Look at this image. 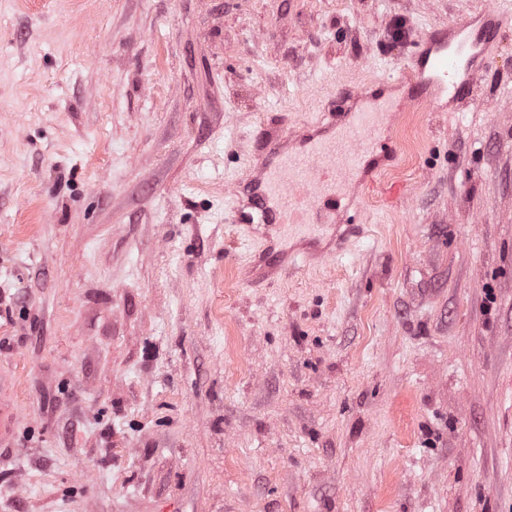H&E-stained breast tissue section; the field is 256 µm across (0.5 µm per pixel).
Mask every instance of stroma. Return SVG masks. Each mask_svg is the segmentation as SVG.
Returning a JSON list of instances; mask_svg holds the SVG:
<instances>
[{
    "label": "stroma",
    "instance_id": "35a3bbf8",
    "mask_svg": "<svg viewBox=\"0 0 512 512\" xmlns=\"http://www.w3.org/2000/svg\"><path fill=\"white\" fill-rule=\"evenodd\" d=\"M488 6L0 0V512H512V26L359 236L231 193Z\"/></svg>",
    "mask_w": 512,
    "mask_h": 512
}]
</instances>
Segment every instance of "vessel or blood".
Segmentation results:
<instances>
[{"mask_svg":"<svg viewBox=\"0 0 512 512\" xmlns=\"http://www.w3.org/2000/svg\"><path fill=\"white\" fill-rule=\"evenodd\" d=\"M504 23L501 13L486 8L475 19L449 25L444 36L431 33L418 40L408 61L415 98L431 104L444 97L470 99ZM403 105V99L385 98L367 86L353 94L342 91L328 103L327 135L301 137L298 155L283 154L274 136H267L266 157L249 180L251 210L241 214V222L258 218L332 228L337 210L351 203L363 158L378 150L384 159H394L386 119Z\"/></svg>","mask_w":512,"mask_h":512,"instance_id":"b4317fda","label":"vessel or blood"}]
</instances>
